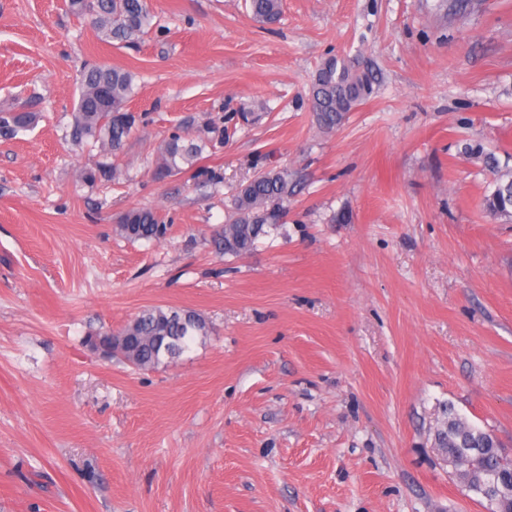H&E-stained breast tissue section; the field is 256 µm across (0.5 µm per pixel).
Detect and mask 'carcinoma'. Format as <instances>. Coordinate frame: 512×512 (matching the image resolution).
<instances>
[{"label":"carcinoma","mask_w":512,"mask_h":512,"mask_svg":"<svg viewBox=\"0 0 512 512\" xmlns=\"http://www.w3.org/2000/svg\"><path fill=\"white\" fill-rule=\"evenodd\" d=\"M253 19L264 26L281 17V0H250ZM78 15L92 18L93 27L106 41L123 42L151 26L152 16L146 0H70ZM378 83L372 65L355 58L332 56L318 68L310 87V101L316 122L324 130L339 126L347 114L368 99ZM134 94L133 75L122 68L92 65L83 72L79 97L73 112L69 136L79 145L88 140L101 151L116 157L125 148L136 126L128 103ZM38 115L21 108L0 110V136L14 137L34 126ZM205 147L204 142L173 134L159 148L156 173L178 175L194 167ZM492 191L485 197L487 211L512 218V174H502L498 164L486 160ZM112 163L101 161L82 171L84 182L94 185L115 177ZM296 181L286 169L271 168L240 186L233 202L230 222L215 230L210 238L213 251L220 256L239 257L250 253L258 240L284 223L288 197ZM117 232L129 241H160L168 225L152 208L129 210L118 219ZM134 337V366L139 370L157 367L191 349L196 340L208 335L206 319L192 310L151 308L142 311L121 328ZM112 331H96L87 343L98 341V349L112 359ZM443 455L454 464L453 476L460 484L470 481L468 490L483 495L488 512H512V496L497 500L476 483L486 478L512 479V459L505 455L498 440L488 431L470 423L448 407V423L439 433Z\"/></svg>","instance_id":"1"}]
</instances>
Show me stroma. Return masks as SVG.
Instances as JSON below:
<instances>
[{
  "label": "stroma",
  "mask_w": 512,
  "mask_h": 512,
  "mask_svg": "<svg viewBox=\"0 0 512 512\" xmlns=\"http://www.w3.org/2000/svg\"><path fill=\"white\" fill-rule=\"evenodd\" d=\"M153 27L98 38L68 0H0V512H487L437 450L449 409L512 456V222L483 205L512 171V0H147ZM374 64L335 130L320 63ZM134 76L114 181L67 137L84 65ZM207 144L160 178L162 142ZM299 182L241 257L208 244L243 182ZM155 208L164 240L119 215ZM209 334L149 371L91 350L145 309ZM253 19L264 26L274 25L281 17V0H250ZM38 119L35 112L24 111L22 108L0 110V136L14 137L20 131L29 130ZM168 225L152 208L129 210L118 219L117 232L129 241H160L166 238Z\"/></svg>",
  "instance_id": "stroma-1"
}]
</instances>
